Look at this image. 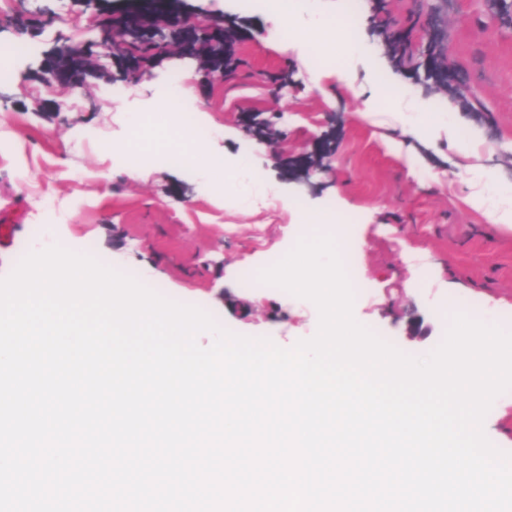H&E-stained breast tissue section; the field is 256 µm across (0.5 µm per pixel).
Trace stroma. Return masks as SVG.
Instances as JSON below:
<instances>
[{
    "label": "stroma",
    "instance_id": "stroma-1",
    "mask_svg": "<svg viewBox=\"0 0 512 512\" xmlns=\"http://www.w3.org/2000/svg\"><path fill=\"white\" fill-rule=\"evenodd\" d=\"M185 2L241 31L233 46L238 67L204 77L196 60L158 37L160 51L144 63L142 79L123 81L122 94L109 99L98 87L45 83L40 72L57 34L95 45L113 0L96 7L0 0V41L31 47L11 80L0 82V278L28 253L58 245L113 263L230 332L290 348L316 334L315 305L277 288L248 287L245 277L296 246L306 231L300 215L323 210L357 216L347 242L337 245L352 255L360 284L353 315L401 352L422 358L440 345L452 299L512 332V230L466 204L470 175L451 142L406 136L391 117L395 96L356 95L363 65L343 79L309 51L268 40L262 13H225V0ZM357 15L372 43L388 22L415 42L412 58L392 75L438 107L449 97L426 80L420 43L424 24L446 33L451 79L468 98L459 124L483 137L473 162L512 183V0H358ZM175 73L192 90L204 146L246 161L271 187L272 203L246 209L217 198L195 167L165 159L159 144L137 178L101 151L102 141L128 139L127 113ZM373 109L380 113L374 123L363 117ZM250 113L268 120L270 139L247 127ZM395 141L423 158L426 173L411 172ZM319 152L321 166L306 171L307 157ZM41 226L46 236H37ZM333 230L318 224L306 232ZM486 419L491 443L512 449V391L494 400Z\"/></svg>",
    "mask_w": 512,
    "mask_h": 512
}]
</instances>
